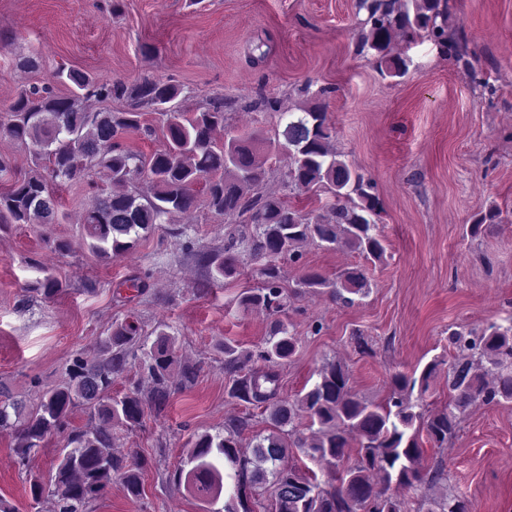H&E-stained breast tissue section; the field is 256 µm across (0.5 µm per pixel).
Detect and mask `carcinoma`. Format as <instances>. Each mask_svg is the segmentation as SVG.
<instances>
[{"label":"carcinoma","instance_id":"obj_1","mask_svg":"<svg viewBox=\"0 0 512 512\" xmlns=\"http://www.w3.org/2000/svg\"><path fill=\"white\" fill-rule=\"evenodd\" d=\"M358 7L366 13L361 45L390 77H402L408 69L407 60L392 51L396 37L411 41L426 31L439 45H448L447 29L438 23L446 13L442 0H359ZM57 78L72 85L69 94L33 83L20 90L8 120L0 121V133L31 146L34 158V168L21 177L0 159V179L9 183L0 192V227L57 223L60 197L54 186L77 183L91 172L99 175L102 187L83 217L84 244L102 259L130 252L155 225L201 206L249 224L228 231L224 257L210 263L224 278L237 273L242 255L260 263V285L243 292L239 306L271 318L264 347L254 353L224 343V374L231 383L230 397L261 410L266 433L254 436L249 455L240 451L241 435L252 427L247 416L227 420L222 435L196 436L177 480L203 503L224 500L222 508L210 512H256L268 489L274 512H407L395 489L421 492V503L433 505L427 512H475L460 493H435L445 473L423 467L420 438L424 434L434 447L444 448L471 409L512 402V324L452 333V359L436 357L417 375L394 374L381 401L354 393L348 368L336 358L324 362L307 391L293 399L280 395L278 367L292 358L297 343L280 319L290 300L326 288L334 300L351 306L369 295L371 280L363 265L343 269L334 280L310 269L292 289L282 282L279 261L298 259L307 242L351 249L370 261L381 260L386 251L376 224L374 184L331 148L334 128L323 107L316 104L285 116L278 143L288 153L283 187L316 188L334 198L328 215L309 216L279 196L250 195L266 175L256 147L260 138L245 133L217 142L215 132L224 127L223 100L188 114L173 104L182 90L160 80L130 85L63 68ZM91 98L127 100L129 107L123 112L90 110L84 102ZM144 110L166 116L162 146L148 157L125 143L131 134H153L140 123ZM202 181L201 199L197 185ZM154 333L140 362L148 382L144 390L112 395V384L126 370L121 352L140 341L132 323L112 327L102 343L108 356L74 358L67 379L35 405L0 387V433L13 436L22 466L75 409L90 414L89 425L69 433L49 481L30 478L34 499L50 498L54 512H89L114 481L128 499L143 496L148 462L136 451H113L119 432L142 426L148 414L163 413L176 387L191 386L197 378L196 368L177 354V337L161 327ZM438 375L448 386V403L431 408L423 396ZM301 417L309 419L307 435L297 429ZM353 442L358 456L348 464ZM296 449L323 468L322 477L304 476L289 463Z\"/></svg>","mask_w":512,"mask_h":512}]
</instances>
